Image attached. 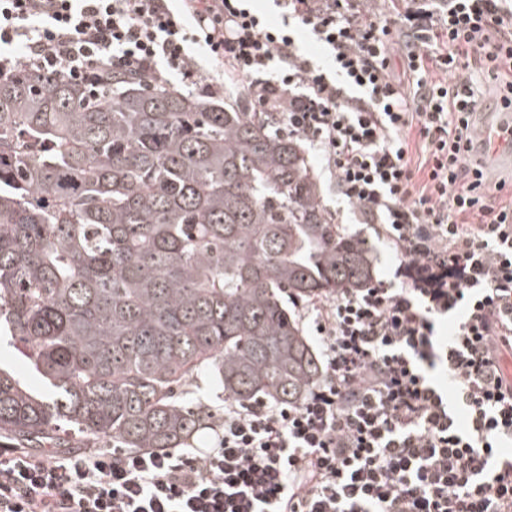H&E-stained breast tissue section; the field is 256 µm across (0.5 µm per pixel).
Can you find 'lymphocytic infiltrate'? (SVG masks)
Masks as SVG:
<instances>
[{"label":"lymphocytic infiltrate","instance_id":"obj_1","mask_svg":"<svg viewBox=\"0 0 512 512\" xmlns=\"http://www.w3.org/2000/svg\"><path fill=\"white\" fill-rule=\"evenodd\" d=\"M274 2L284 25L249 0H0V75L241 86L398 260L301 306L322 375L299 403L225 400L204 449L1 448L0 512H512V198L471 123L485 79L512 110V0Z\"/></svg>","mask_w":512,"mask_h":512}]
</instances>
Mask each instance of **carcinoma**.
<instances>
[{"label":"carcinoma","mask_w":512,"mask_h":512,"mask_svg":"<svg viewBox=\"0 0 512 512\" xmlns=\"http://www.w3.org/2000/svg\"><path fill=\"white\" fill-rule=\"evenodd\" d=\"M275 121L163 83L0 78V326L48 389L0 367V432L177 448L209 417L179 399L205 369L241 404L301 400L322 365L284 297L373 267Z\"/></svg>","instance_id":"obj_1"}]
</instances>
